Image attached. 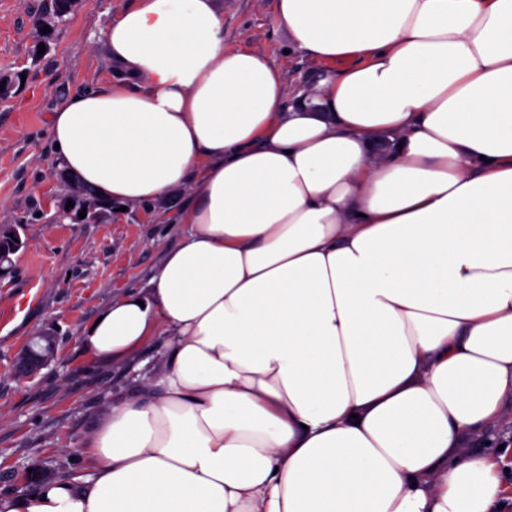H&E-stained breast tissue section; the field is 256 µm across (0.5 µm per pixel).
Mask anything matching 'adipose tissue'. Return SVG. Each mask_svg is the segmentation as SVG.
I'll use <instances>...</instances> for the list:
<instances>
[{
  "label": "adipose tissue",
  "instance_id": "obj_1",
  "mask_svg": "<svg viewBox=\"0 0 512 512\" xmlns=\"http://www.w3.org/2000/svg\"><path fill=\"white\" fill-rule=\"evenodd\" d=\"M349 66L290 93L224 0H135L117 83L51 116L59 167L178 245L83 331L164 360L102 414L93 478L0 512H490L512 399V0H278Z\"/></svg>",
  "mask_w": 512,
  "mask_h": 512
}]
</instances>
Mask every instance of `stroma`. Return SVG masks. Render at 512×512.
I'll return each mask as SVG.
<instances>
[{
	"label": "stroma",
	"instance_id": "1",
	"mask_svg": "<svg viewBox=\"0 0 512 512\" xmlns=\"http://www.w3.org/2000/svg\"><path fill=\"white\" fill-rule=\"evenodd\" d=\"M132 0H79L51 40L34 20L52 0H0V76L13 90L0 101V224H15L25 243L0 277V497L34 490L31 473L46 478L90 477L82 442L103 410L137 391L162 357L154 337L132 361L90 357L81 333L112 298L145 286L176 246L177 219L186 203L171 193L95 222H53L69 186L52 149L50 116L64 99L116 80L104 32ZM224 47L265 52L283 70L290 91L346 60H316L293 48L277 15V0H224ZM56 336V358L36 375L14 376L16 358L31 336Z\"/></svg>",
	"mask_w": 512,
	"mask_h": 512
}]
</instances>
